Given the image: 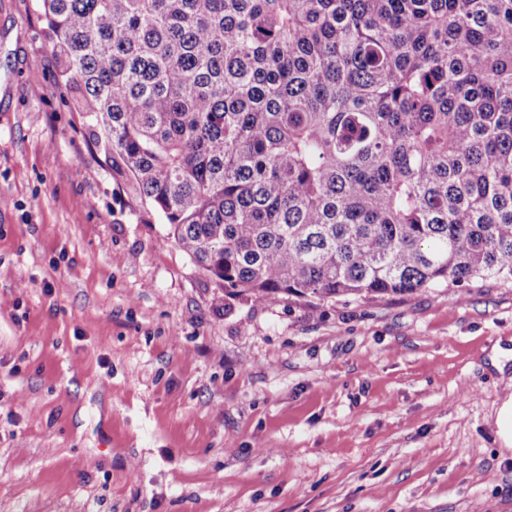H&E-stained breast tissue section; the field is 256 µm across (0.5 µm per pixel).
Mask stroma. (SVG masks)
Instances as JSON below:
<instances>
[{
    "instance_id": "obj_1",
    "label": "stroma",
    "mask_w": 512,
    "mask_h": 512,
    "mask_svg": "<svg viewBox=\"0 0 512 512\" xmlns=\"http://www.w3.org/2000/svg\"><path fill=\"white\" fill-rule=\"evenodd\" d=\"M0 0V512H512V279L224 290ZM497 425L504 446L512 450V394L503 401L497 415Z\"/></svg>"
}]
</instances>
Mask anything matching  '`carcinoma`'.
Masks as SVG:
<instances>
[{
  "label": "carcinoma",
  "instance_id": "carcinoma-1",
  "mask_svg": "<svg viewBox=\"0 0 512 512\" xmlns=\"http://www.w3.org/2000/svg\"><path fill=\"white\" fill-rule=\"evenodd\" d=\"M79 112L261 302L512 278V0H41Z\"/></svg>",
  "mask_w": 512,
  "mask_h": 512
}]
</instances>
